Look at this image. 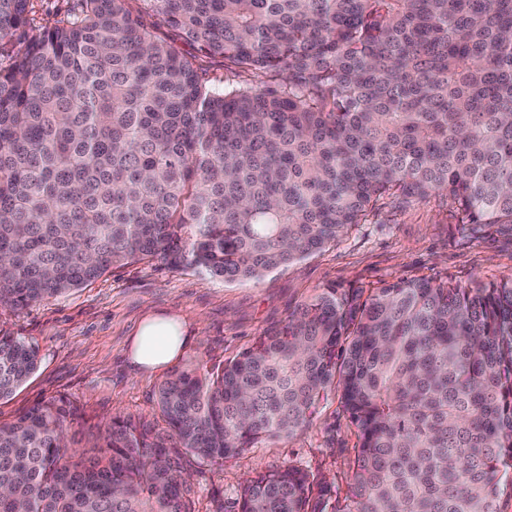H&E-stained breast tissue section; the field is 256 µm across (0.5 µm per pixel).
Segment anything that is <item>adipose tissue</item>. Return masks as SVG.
I'll return each instance as SVG.
<instances>
[{
    "instance_id": "adipose-tissue-1",
    "label": "adipose tissue",
    "mask_w": 512,
    "mask_h": 512,
    "mask_svg": "<svg viewBox=\"0 0 512 512\" xmlns=\"http://www.w3.org/2000/svg\"><path fill=\"white\" fill-rule=\"evenodd\" d=\"M189 343L190 338L180 319L149 314L131 338L129 359L140 371L153 373L174 362Z\"/></svg>"
}]
</instances>
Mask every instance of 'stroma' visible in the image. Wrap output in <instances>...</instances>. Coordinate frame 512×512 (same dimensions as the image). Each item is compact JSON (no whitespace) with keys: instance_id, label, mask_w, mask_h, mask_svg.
Masks as SVG:
<instances>
[{"instance_id":"1","label":"stroma","mask_w":512,"mask_h":512,"mask_svg":"<svg viewBox=\"0 0 512 512\" xmlns=\"http://www.w3.org/2000/svg\"><path fill=\"white\" fill-rule=\"evenodd\" d=\"M511 276L512 236L491 227L461 236L443 193L409 203L383 200L335 242L257 281L227 284L191 267L156 262L114 266L66 294L20 310L0 307V329L37 347L40 356L28 381L0 400V421L62 396L79 405L87 435L116 415L151 416L166 373L138 372L128 356L132 335L151 312L176 316L193 331L184 359L218 363L280 328L300 304L328 288H379L416 278L467 285ZM356 442L332 393L311 425L292 438L265 440L220 466L184 455L195 512H213L217 503H231L246 479L291 465L347 493Z\"/></svg>"}]
</instances>
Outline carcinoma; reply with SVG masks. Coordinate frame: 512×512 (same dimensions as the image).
Returning <instances> with one entry per match:
<instances>
[{"instance_id":"carcinoma-1","label":"carcinoma","mask_w":512,"mask_h":512,"mask_svg":"<svg viewBox=\"0 0 512 512\" xmlns=\"http://www.w3.org/2000/svg\"><path fill=\"white\" fill-rule=\"evenodd\" d=\"M0 0V45L30 26ZM0 60V306L130 262L259 280L384 199L445 192L459 232L512 234V0H78ZM158 16L237 76L215 88ZM38 350L0 329V400ZM352 483L288 466L235 512H500L512 473V278L328 288L234 359L157 386L164 424L115 416L91 449L59 397L0 422V512H194L182 458L289 438L331 391Z\"/></svg>"}]
</instances>
